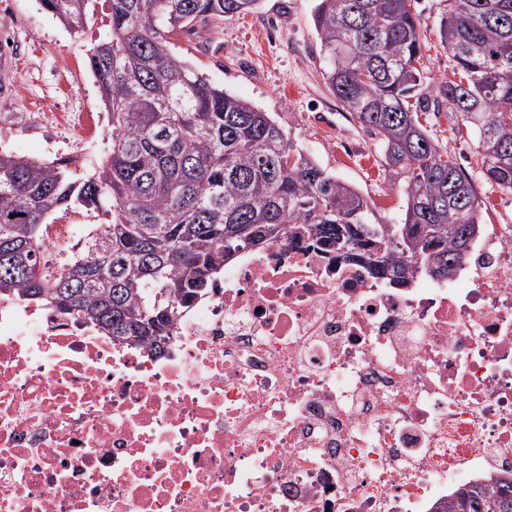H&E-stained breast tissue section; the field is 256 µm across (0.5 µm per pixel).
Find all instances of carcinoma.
<instances>
[{
    "mask_svg": "<svg viewBox=\"0 0 512 512\" xmlns=\"http://www.w3.org/2000/svg\"><path fill=\"white\" fill-rule=\"evenodd\" d=\"M40 2L78 30L94 0ZM108 2L110 38L89 58L108 115L106 156L80 172L65 160L0 155V296L159 353L175 309L206 294L227 260L289 224L395 286H407L413 258L426 275L446 277L479 233L480 202L470 174L421 123L431 105L473 134L483 178L512 192V0H449L439 38L460 79L440 82L432 99L416 66L415 0H318L323 78L378 137L405 197L399 224L372 222L358 189L167 45L176 28L240 15L261 0ZM77 206L103 221L53 262L46 217ZM437 512H512V481L464 483Z\"/></svg>",
    "mask_w": 512,
    "mask_h": 512,
    "instance_id": "carcinoma-1",
    "label": "carcinoma"
}]
</instances>
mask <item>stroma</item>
I'll list each match as a JSON object with an SVG mask.
<instances>
[{
	"label": "stroma",
	"mask_w": 512,
	"mask_h": 512,
	"mask_svg": "<svg viewBox=\"0 0 512 512\" xmlns=\"http://www.w3.org/2000/svg\"><path fill=\"white\" fill-rule=\"evenodd\" d=\"M317 0H262L251 12L196 24L168 36L169 47L211 83L270 113L296 146L354 185L372 204L379 223H399L405 198L386 169L377 139L341 107L322 75L320 40L313 24ZM448 0H417L422 22L420 69L425 85L451 75L454 61L439 42ZM109 34L108 4L93 0L84 30L64 27L39 0H0V53L13 62L0 72V154L35 160L91 163L74 132L50 117L60 103L90 112L107 146L108 120L89 57ZM427 130L472 176L485 224H512V193L486 181L476 165L473 139L457 134L446 115Z\"/></svg>",
	"instance_id": "obj_1"
}]
</instances>
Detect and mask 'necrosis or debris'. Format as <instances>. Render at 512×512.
I'll list each match as a JSON object with an SVG mask.
<instances>
[{"instance_id":"necrosis-or-debris-1","label":"necrosis or debris","mask_w":512,"mask_h":512,"mask_svg":"<svg viewBox=\"0 0 512 512\" xmlns=\"http://www.w3.org/2000/svg\"><path fill=\"white\" fill-rule=\"evenodd\" d=\"M409 280L290 227L159 354L0 298V512H433L512 479V224Z\"/></svg>"}]
</instances>
